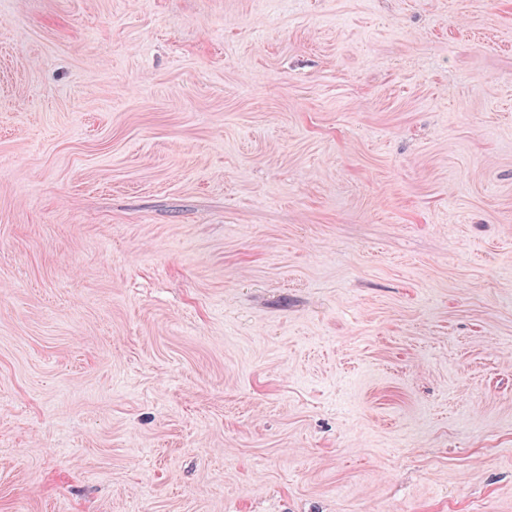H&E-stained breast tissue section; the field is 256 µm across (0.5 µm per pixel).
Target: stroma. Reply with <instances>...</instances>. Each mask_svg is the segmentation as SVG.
<instances>
[{
	"instance_id": "1",
	"label": "stroma",
	"mask_w": 512,
	"mask_h": 512,
	"mask_svg": "<svg viewBox=\"0 0 512 512\" xmlns=\"http://www.w3.org/2000/svg\"><path fill=\"white\" fill-rule=\"evenodd\" d=\"M0 512H512V0H0Z\"/></svg>"
}]
</instances>
